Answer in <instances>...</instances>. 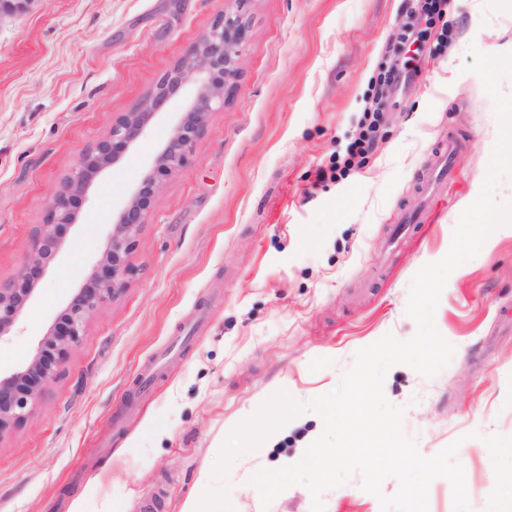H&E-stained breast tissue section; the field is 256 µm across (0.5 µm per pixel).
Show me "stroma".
<instances>
[{"instance_id":"1","label":"stroma","mask_w":512,"mask_h":512,"mask_svg":"<svg viewBox=\"0 0 512 512\" xmlns=\"http://www.w3.org/2000/svg\"><path fill=\"white\" fill-rule=\"evenodd\" d=\"M414 83L383 99L365 165L340 181L320 169L359 130L370 80L395 59L408 0H244L240 75L183 166L166 178L131 254L125 289L91 317L57 378L0 439V512H161L204 493L212 512H311L302 485L263 504L252 477L297 463L323 431L303 412L275 442L213 477L228 434L270 397L334 390L357 352L411 339L416 272L443 258L479 195L500 124L471 50L512 53V0H447ZM226 0H31L0 18V279L22 265L55 192L208 30ZM193 93L183 87L124 156L94 177L63 256L40 282L0 371L21 367L86 281L113 211L146 174ZM458 140L456 181L430 224L389 254L391 224L419 200L438 144ZM455 347L428 378L398 364L387 400L403 407L419 453L459 442L471 512L495 475L485 437H512V224L449 276L434 313ZM179 354L142 388L167 349ZM209 471L200 483L201 471ZM360 474L326 491L325 512H381Z\"/></svg>"}]
</instances>
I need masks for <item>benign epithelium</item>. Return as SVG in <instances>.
Here are the masks:
<instances>
[{
    "instance_id": "benign-epithelium-1",
    "label": "benign epithelium",
    "mask_w": 512,
    "mask_h": 512,
    "mask_svg": "<svg viewBox=\"0 0 512 512\" xmlns=\"http://www.w3.org/2000/svg\"><path fill=\"white\" fill-rule=\"evenodd\" d=\"M247 32L244 15L227 9L146 97L139 107L112 123L109 137L84 153L53 196L45 221L37 225L19 271L0 279V339L7 337L34 297L50 264L59 256L67 230L76 223L92 179L119 158L146 130L169 94L194 87L185 117L156 155L151 169L113 216L107 248L84 285L44 332L31 357L18 370L0 374V438L22 422L43 388L59 374L94 312L119 294L131 272L130 257L161 187L177 172L202 137L209 116L235 87L239 50Z\"/></svg>"
}]
</instances>
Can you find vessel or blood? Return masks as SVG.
Instances as JSON below:
<instances>
[{"label": "vessel or blood", "instance_id": "obj_1", "mask_svg": "<svg viewBox=\"0 0 512 512\" xmlns=\"http://www.w3.org/2000/svg\"><path fill=\"white\" fill-rule=\"evenodd\" d=\"M457 157L458 145L455 139H448L441 144L435 162L422 177L420 197L423 204L415 212L404 214L400 223L393 225L389 237L390 246H397L403 237L415 233L419 225L429 223L430 210L427 203L440 194L444 185L455 180Z\"/></svg>", "mask_w": 512, "mask_h": 512}]
</instances>
